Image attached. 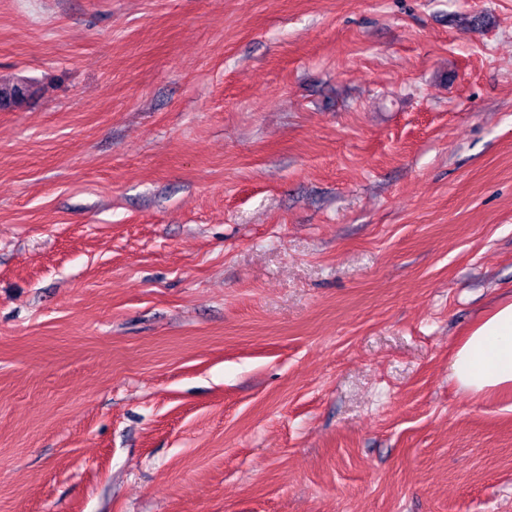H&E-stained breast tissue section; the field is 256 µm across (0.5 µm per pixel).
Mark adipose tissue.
Instances as JSON below:
<instances>
[{"label":"adipose tissue","mask_w":512,"mask_h":512,"mask_svg":"<svg viewBox=\"0 0 512 512\" xmlns=\"http://www.w3.org/2000/svg\"><path fill=\"white\" fill-rule=\"evenodd\" d=\"M457 388L512 397V296L496 301L460 342L448 365Z\"/></svg>","instance_id":"1"}]
</instances>
